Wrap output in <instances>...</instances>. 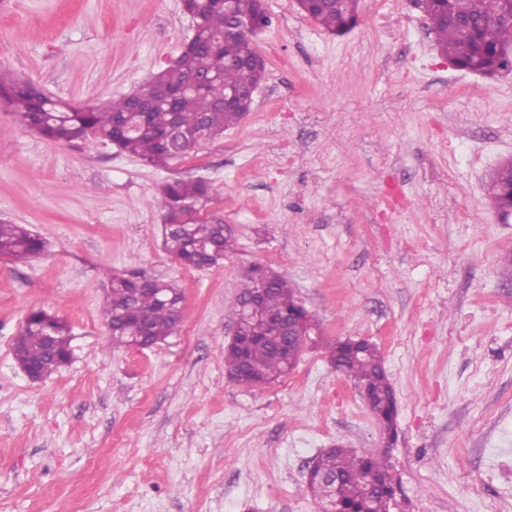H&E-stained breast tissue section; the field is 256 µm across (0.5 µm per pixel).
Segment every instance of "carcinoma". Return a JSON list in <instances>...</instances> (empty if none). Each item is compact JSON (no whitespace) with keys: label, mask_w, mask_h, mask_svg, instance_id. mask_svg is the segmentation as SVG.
Returning <instances> with one entry per match:
<instances>
[{"label":"carcinoma","mask_w":512,"mask_h":512,"mask_svg":"<svg viewBox=\"0 0 512 512\" xmlns=\"http://www.w3.org/2000/svg\"><path fill=\"white\" fill-rule=\"evenodd\" d=\"M512 0H471L472 31L445 22L448 0H440L430 14L432 33L442 54L460 63L478 62L509 70L508 62L497 55L498 47L509 35L508 2ZM359 0L328 6L316 17V22L328 32L344 35L358 24ZM238 14L255 21L268 13L265 0H237ZM201 37L218 45L216 52L182 49L177 64L158 73L142 84L135 96H122L97 101L90 106L71 107L52 99L32 81H21L0 75V95H4L23 124L37 130L57 143L94 138L107 141L120 150L140 157L154 166L189 155L202 144L214 140L236 126L244 113L239 110L220 111L215 102L224 92L234 89L243 99L251 96L265 77L239 59L255 50L245 34L224 36V20L219 9L207 18ZM236 64L224 65V61ZM195 74L219 75L203 91L179 100L173 114L163 106L147 113V130L139 135L126 132V113L139 104L150 105L166 86L179 83ZM512 195V161L501 164L491 177L490 196L494 205L501 206ZM210 186L202 180H173L161 192L159 209L164 220L163 242L166 251L191 268L218 266L230 244L224 236V220L215 215L200 219L191 209L208 200ZM44 251V242L22 224L0 222V256L27 258ZM261 311L249 316L243 328L244 348L224 350V367L231 376H244L242 384H269L288 373L292 354L289 348L274 344L270 319L295 313L305 316L306 330L311 332L316 322L300 304L294 289L283 275L275 274L264 284ZM182 297L172 284L159 280L114 278L104 299L103 315L112 346L133 344L140 323L147 334L159 341L174 333L182 315ZM55 335L66 336L65 325L44 311L27 316L14 346V358L19 363L39 367L42 375L50 376L61 364L52 360L46 350L44 336L48 329ZM328 359L334 370L365 384L373 402L371 415L380 428L395 429L397 411L394 388L384 368L376 344L338 340L330 347ZM313 467L316 477L306 481L312 497L325 512H391L387 453L374 448L360 452L351 448H328L318 456Z\"/></svg>","instance_id":"1"}]
</instances>
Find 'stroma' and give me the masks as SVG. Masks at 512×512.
I'll return each mask as SVG.
<instances>
[{"mask_svg":"<svg viewBox=\"0 0 512 512\" xmlns=\"http://www.w3.org/2000/svg\"><path fill=\"white\" fill-rule=\"evenodd\" d=\"M266 4L251 112L167 166L54 143L0 101V222L46 245L0 258V512H319L312 460L381 442L327 360L348 337L380 348L396 393L395 512H512V222L488 194L512 159V72L451 67L414 0H360L342 37ZM192 34L180 0H0V73L69 105L118 98ZM198 178L233 241L205 269L164 250L157 209L166 183ZM256 264L318 330L286 377L248 387L224 368L226 311ZM114 274L177 286L172 336L110 345ZM35 310L73 350L37 382L13 355Z\"/></svg>","mask_w":512,"mask_h":512,"instance_id":"35a3bbf8","label":"stroma"}]
</instances>
